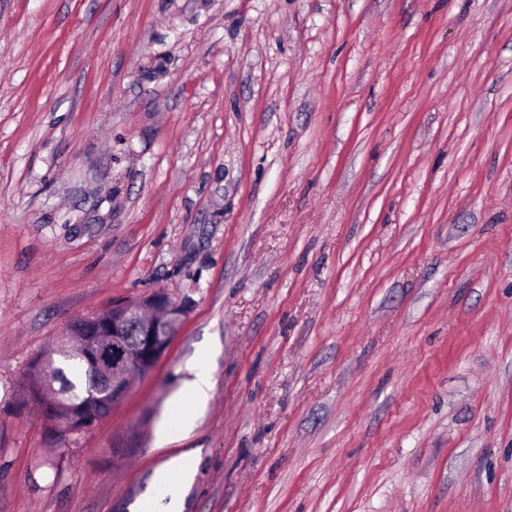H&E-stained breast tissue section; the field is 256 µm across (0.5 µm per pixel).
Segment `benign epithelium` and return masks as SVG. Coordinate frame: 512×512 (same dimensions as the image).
Segmentation results:
<instances>
[{"label":"benign epithelium","mask_w":512,"mask_h":512,"mask_svg":"<svg viewBox=\"0 0 512 512\" xmlns=\"http://www.w3.org/2000/svg\"><path fill=\"white\" fill-rule=\"evenodd\" d=\"M184 315V304L155 289L138 299L113 304L112 321L96 314L81 320L79 331H69L66 336L77 335L75 350L89 358L91 366L107 378L106 390L112 393L115 404L129 389L131 370L144 374L153 370L178 334ZM130 322L140 329L139 342L134 347L124 341Z\"/></svg>","instance_id":"7a95c632"}]
</instances>
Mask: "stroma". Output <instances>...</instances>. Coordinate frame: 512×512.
I'll list each match as a JSON object with an SVG mask.
<instances>
[{
	"mask_svg": "<svg viewBox=\"0 0 512 512\" xmlns=\"http://www.w3.org/2000/svg\"><path fill=\"white\" fill-rule=\"evenodd\" d=\"M154 289L107 416L18 404ZM186 451L183 512H512V0H0V512H131ZM155 309L160 315L145 316L144 308ZM112 319V331L108 329L109 321L100 314L86 317L80 321L79 331L66 332V336L79 334L75 350L88 357L93 368L108 380L106 390L112 393V403L116 404L129 389V374L136 369L144 374L150 373L158 360L164 355L173 336L180 330L185 315V306L174 300L167 292L155 289L135 299L114 303L104 311ZM136 323L129 328L126 338L139 342L128 347L124 341V331L128 323ZM164 329L168 335L163 336ZM188 373L189 377L184 380L172 401V406L180 410L177 421L181 439H188L192 435L197 416L207 406L212 386L211 374L207 368L194 364L188 368ZM186 398L190 404L189 409L183 408Z\"/></svg>",
	"mask_w": 512,
	"mask_h": 512,
	"instance_id": "obj_1",
	"label": "stroma"
}]
</instances>
